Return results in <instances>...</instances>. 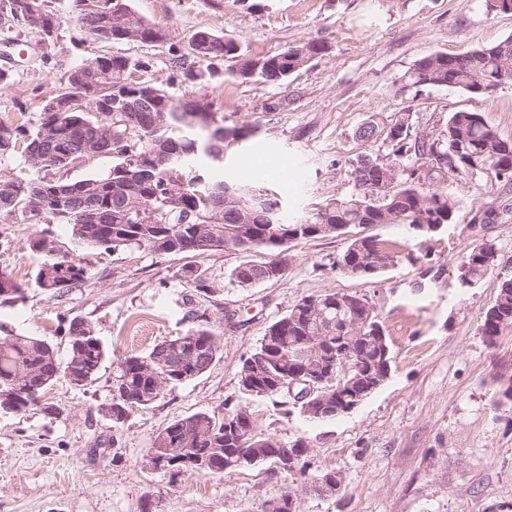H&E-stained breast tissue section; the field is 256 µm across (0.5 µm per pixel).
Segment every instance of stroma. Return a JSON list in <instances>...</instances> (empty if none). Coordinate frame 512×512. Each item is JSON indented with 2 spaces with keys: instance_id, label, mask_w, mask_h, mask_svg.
<instances>
[{
  "instance_id": "stroma-1",
  "label": "stroma",
  "mask_w": 512,
  "mask_h": 512,
  "mask_svg": "<svg viewBox=\"0 0 512 512\" xmlns=\"http://www.w3.org/2000/svg\"><path fill=\"white\" fill-rule=\"evenodd\" d=\"M54 6L62 20L50 43L0 21V69L11 73L0 82V123L35 128L44 101L86 58L146 60L139 80L178 99L207 96L225 128L239 131L225 143L216 177L264 186L287 221L351 195L359 154L390 153L386 142L357 140L367 121L384 125L406 112L416 129L432 131L465 110L482 113L512 139V84L488 97L401 87L406 70L433 52L512 38V13L488 11L487 0H132L140 15L167 30L162 44L98 42L65 19V0ZM200 31L235 40L253 59L313 40L326 50L283 81L230 77L219 62L210 81L195 86L180 66L193 64L191 38ZM43 238L82 260L84 284L60 294L35 286L41 255L34 245ZM484 238L512 260V222L462 221L431 239L428 260H400L371 281L336 270L350 241L339 235L291 243L293 261L281 280L242 288L230 283L231 270L245 259L266 260L265 251L112 252L86 246L46 216H0V272L22 287L0 303V323L46 339L62 355L69 325L80 319L108 351L87 385L61 377L39 405L0 414V512H261L286 489L296 494L299 512H512V403L499 401L512 379V327L492 347L479 330L497 295V273L471 290L459 283L466 247ZM196 269L206 288L192 281ZM330 290L357 291L375 305L394 354L384 385L352 412L319 422L303 417L288 396L241 393V361L267 327L300 298ZM194 310L206 312L220 332L219 358L113 424L105 408L118 364L187 330ZM228 405L247 410L260 433L285 444L303 441L310 474L336 472L338 491L319 494L270 463L211 476L148 466V450L169 423L198 412L220 416Z\"/></svg>"
}]
</instances>
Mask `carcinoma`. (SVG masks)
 Returning a JSON list of instances; mask_svg holds the SVG:
<instances>
[{"label":"carcinoma","instance_id":"obj_1","mask_svg":"<svg viewBox=\"0 0 512 512\" xmlns=\"http://www.w3.org/2000/svg\"><path fill=\"white\" fill-rule=\"evenodd\" d=\"M67 14L78 27L95 40L122 42V35L135 32L142 39L161 38L163 27L138 14L131 0H66ZM44 9L55 22L52 0H0V15L18 25H28L35 10ZM191 50L199 69L188 66L183 75L202 84L212 76L215 61L229 63L225 74L241 79L255 76L278 82L301 69L315 56L325 52L320 42H308L262 59L248 58L239 44L216 33L204 39L193 37ZM149 67L143 60L111 55L91 69L81 63L70 70L66 83L42 107L41 120L33 130L0 124V154L24 145L27 177L0 175V214L21 211L34 218L54 215L71 227L72 234L84 244L106 250L145 248L154 253L198 255L209 252L207 243L217 237L224 247L250 253L257 249L272 252L263 262L244 260L234 267L230 282L247 286L244 276L255 283L278 281V269L288 268V246H275L279 239L298 234V239L324 238L351 232L368 224H405L425 244L433 233L425 227L455 223L458 204L455 198L434 183L452 173L485 182L491 199L482 200L469 211L468 223H477L483 213L487 223L512 220V141L501 138L479 112L451 113L443 129L435 134H412L410 114L401 113L390 123L374 121L359 128L369 142L383 139L392 146V157L374 159L375 165L352 169L355 192L343 200H332L313 210L305 218L280 224H244L239 215L253 204L261 190L248 183L233 188V196L224 207L215 210L205 192L208 186H224L211 177V170L222 165L202 150L216 139L218 129L205 123V114L213 112L207 101L197 112H187L174 97L159 86L155 95H138L142 82L133 73ZM512 69V38L495 45L456 54L432 53L416 61L402 76L403 87H452L473 96L488 92L477 87L500 79L503 70ZM79 84L96 102L93 110L74 108L70 85ZM82 121L96 129L105 128L112 137L106 153L112 156V169L106 175L91 176L76 182L47 179L42 172L64 169L96 154L83 142L74 123ZM421 164L406 166L410 157ZM178 173L182 185L168 189L170 174ZM68 193L63 209L54 207V190ZM154 216L150 224L137 219L139 212ZM42 254L36 273V287L53 293L85 282L87 269L81 261L62 255L53 241L39 240ZM403 246L398 241L372 236L353 237L336 261V268L358 279L372 280L399 261ZM501 265L496 245L490 241L472 244L463 256L461 287L474 288ZM494 303L482 316L480 331L485 341L496 344L503 328L512 325V275L499 274ZM363 317L367 326L357 336L344 330V321ZM383 325L366 295L358 292L328 291L298 300L286 315L271 323L257 347L243 361L238 373L240 391L256 397L279 395L273 389L260 391L249 385L253 378L264 381V371L256 370L252 359L267 352L275 354L271 371L280 376L301 365L288 358L293 346L304 336L324 337L328 357L354 358L360 368L351 371L341 391L323 386L315 397L328 400L321 413L306 410L304 404L293 407L312 420L339 417L336 403L348 404L374 381L392 368V354L384 345H376L367 336ZM222 338L210 325L204 312L193 316V326L184 333L155 344L145 354H130L117 367L114 384L129 401L127 409L146 408L163 393L156 378L171 367L170 380L202 375L221 354ZM107 358V350L91 325L75 321L70 326L69 347L64 357L46 340L32 335L0 331V414H19L47 390L61 375L74 386H84L98 373ZM243 415L248 420L250 457L243 466L275 462L283 445L272 436L256 431L251 416L238 407L224 408V416L196 413L171 422L156 436L152 449L160 457H178L177 451L192 448L206 452L215 473L223 474L224 449L239 447L237 438L224 430V417Z\"/></svg>","mask_w":512,"mask_h":512}]
</instances>
